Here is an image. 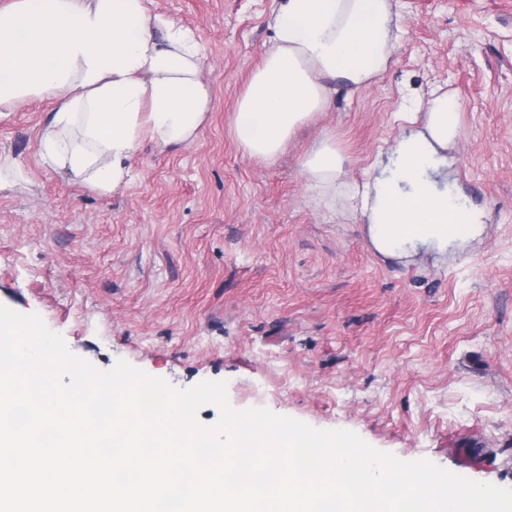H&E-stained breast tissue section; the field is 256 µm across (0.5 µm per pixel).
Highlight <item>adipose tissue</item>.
I'll return each mask as SVG.
<instances>
[{
  "instance_id": "1",
  "label": "adipose tissue",
  "mask_w": 512,
  "mask_h": 512,
  "mask_svg": "<svg viewBox=\"0 0 512 512\" xmlns=\"http://www.w3.org/2000/svg\"><path fill=\"white\" fill-rule=\"evenodd\" d=\"M268 26L272 45L238 100L233 133L245 155L272 164L326 110L333 81L354 92L387 71L400 28L391 0H279ZM201 56L195 32L146 0H10L0 9V119L30 98L54 99L41 164L113 194L133 181L143 142L163 151L196 137L213 104ZM399 116L421 119V129L398 138L353 186L340 181L335 138L321 139L299 160L308 190L329 208L345 200L388 257L475 238L484 211L432 179L449 166L459 102L440 93L420 115L408 95Z\"/></svg>"
}]
</instances>
